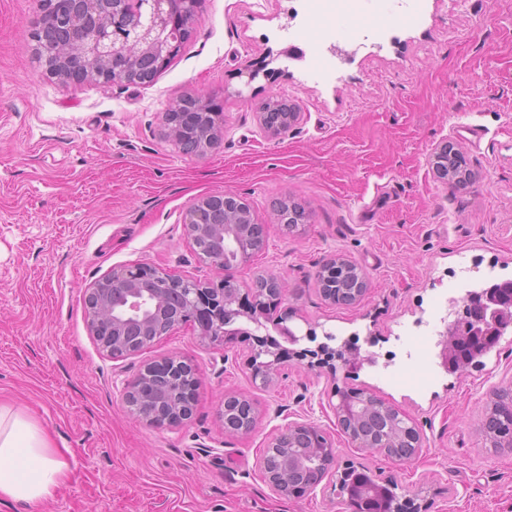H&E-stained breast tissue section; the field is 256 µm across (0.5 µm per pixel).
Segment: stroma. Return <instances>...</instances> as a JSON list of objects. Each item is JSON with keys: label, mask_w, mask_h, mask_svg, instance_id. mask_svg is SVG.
I'll use <instances>...</instances> for the list:
<instances>
[{"label": "stroma", "mask_w": 512, "mask_h": 512, "mask_svg": "<svg viewBox=\"0 0 512 512\" xmlns=\"http://www.w3.org/2000/svg\"><path fill=\"white\" fill-rule=\"evenodd\" d=\"M306 6L205 0L152 82L63 84L33 52L38 0H0V403L41 424L70 463L37 510L1 499L0 512H355L339 486L348 466L419 512H512V450L492 448L482 428L512 388V328L463 373L443 358L449 299L512 279V0H419L417 22L387 17L379 29L345 13L310 18ZM196 92L220 107L223 128L202 155L168 142L160 121ZM272 96L300 112L277 136L256 114ZM444 142L467 185L434 175L430 153ZM224 193L264 226L262 251L234 280L245 293L258 276L283 277L277 308L214 342L188 323L128 356L102 351L87 288L140 264L212 279L184 215ZM288 197L307 212L290 232L273 209ZM335 254L367 277L355 303L320 293ZM283 315L299 351L265 387L247 364L251 334L275 333ZM326 342L360 364L331 371L300 357ZM164 357L196 369L193 412L178 426L136 422L125 388ZM341 390L404 415L416 454L360 449L336 419ZM238 394L257 420L231 436L221 412ZM296 423L318 428L334 462L314 489L284 496L259 461Z\"/></svg>", "instance_id": "1"}]
</instances>
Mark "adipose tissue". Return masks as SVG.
Listing matches in <instances>:
<instances>
[{
	"instance_id": "adipose-tissue-1",
	"label": "adipose tissue",
	"mask_w": 512,
	"mask_h": 512,
	"mask_svg": "<svg viewBox=\"0 0 512 512\" xmlns=\"http://www.w3.org/2000/svg\"><path fill=\"white\" fill-rule=\"evenodd\" d=\"M68 472L46 430L21 409L0 404V499L38 506L54 496Z\"/></svg>"
}]
</instances>
